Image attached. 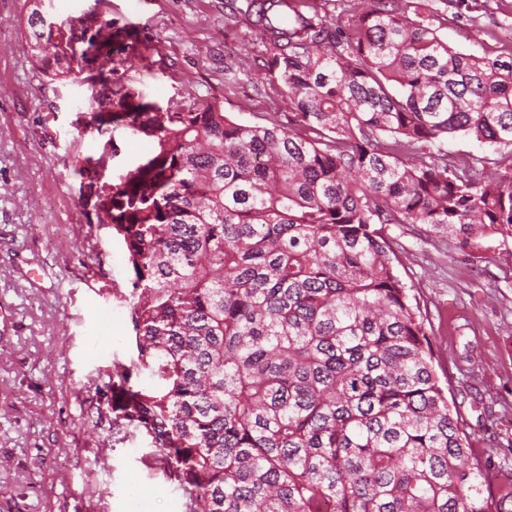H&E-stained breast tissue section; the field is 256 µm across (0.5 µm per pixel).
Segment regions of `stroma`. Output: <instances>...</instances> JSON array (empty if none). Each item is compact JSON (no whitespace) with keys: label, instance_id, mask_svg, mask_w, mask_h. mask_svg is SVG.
<instances>
[{"label":"stroma","instance_id":"1","mask_svg":"<svg viewBox=\"0 0 512 512\" xmlns=\"http://www.w3.org/2000/svg\"><path fill=\"white\" fill-rule=\"evenodd\" d=\"M450 47L512 56V0H442ZM29 0H0V512H177L186 499L140 433L114 432L98 372L135 371L122 241L98 221L100 182L76 160L114 153L105 180L153 150L123 127L100 135L87 83L36 68ZM78 36L112 26L113 87L163 110L219 103L233 121L287 122L265 77V49L229 0H53ZM485 172L512 166V147L461 136L439 144ZM396 268L417 301L435 369L459 406L484 490L512 469V237L461 246L422 224H390ZM153 495L141 499V490Z\"/></svg>","mask_w":512,"mask_h":512}]
</instances>
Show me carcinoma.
I'll list each match as a JSON object with an SVG mask.
<instances>
[{
  "instance_id": "obj_1",
  "label": "carcinoma",
  "mask_w": 512,
  "mask_h": 512,
  "mask_svg": "<svg viewBox=\"0 0 512 512\" xmlns=\"http://www.w3.org/2000/svg\"><path fill=\"white\" fill-rule=\"evenodd\" d=\"M255 2L239 13L288 124L129 91L92 117L154 142L98 203L149 376L107 373L115 425L160 450L187 512H494L383 225L512 237V170L432 152L457 134L512 145V56L449 47L433 0H357L344 36L304 0ZM28 26L39 67L87 62L74 34L34 10ZM111 63L93 76L108 105ZM111 159L108 140L75 171Z\"/></svg>"
}]
</instances>
